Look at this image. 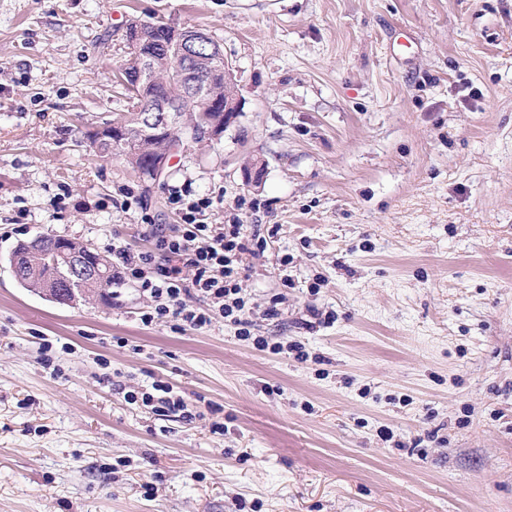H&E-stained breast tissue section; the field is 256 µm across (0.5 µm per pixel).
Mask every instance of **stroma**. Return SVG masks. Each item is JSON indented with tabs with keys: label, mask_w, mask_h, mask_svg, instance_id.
I'll return each instance as SVG.
<instances>
[{
	"label": "stroma",
	"mask_w": 512,
	"mask_h": 512,
	"mask_svg": "<svg viewBox=\"0 0 512 512\" xmlns=\"http://www.w3.org/2000/svg\"><path fill=\"white\" fill-rule=\"evenodd\" d=\"M135 20L211 34L242 100L156 181L85 137ZM175 187L260 228L251 333L308 361L15 280L40 234L150 249ZM155 381L189 418L125 402ZM0 512H512V0H0Z\"/></svg>",
	"instance_id": "35a3bbf8"
}]
</instances>
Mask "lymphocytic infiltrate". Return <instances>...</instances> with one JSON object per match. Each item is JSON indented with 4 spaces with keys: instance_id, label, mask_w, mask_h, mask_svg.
<instances>
[{
    "instance_id": "lymphocytic-infiltrate-1",
    "label": "lymphocytic infiltrate",
    "mask_w": 512,
    "mask_h": 512,
    "mask_svg": "<svg viewBox=\"0 0 512 512\" xmlns=\"http://www.w3.org/2000/svg\"><path fill=\"white\" fill-rule=\"evenodd\" d=\"M168 204L180 222L154 228L153 247L134 250L112 247V269L118 287L132 284L150 304L140 317L144 326L165 325L175 331L202 329L218 318L238 326L240 340L252 341L260 350L280 353V344L252 336L242 296L245 276L243 255L263 256L267 240L260 232H246L237 221L211 224L207 197L187 199L181 189L170 190Z\"/></svg>"
}]
</instances>
